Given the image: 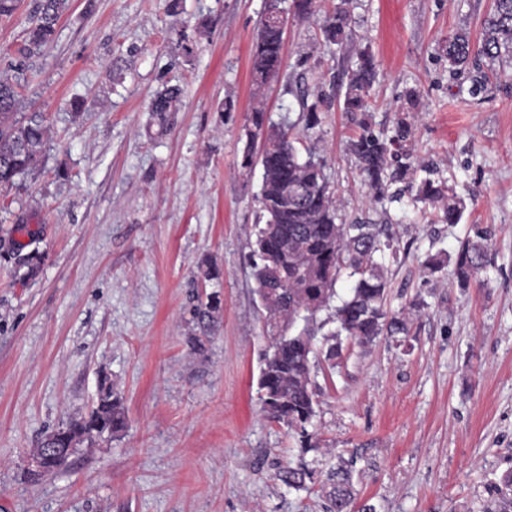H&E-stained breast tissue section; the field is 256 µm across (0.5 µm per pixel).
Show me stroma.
<instances>
[{"label": "stroma", "instance_id": "obj_1", "mask_svg": "<svg viewBox=\"0 0 512 512\" xmlns=\"http://www.w3.org/2000/svg\"><path fill=\"white\" fill-rule=\"evenodd\" d=\"M491 6L351 0L349 50L320 45L322 18L289 24L283 68L258 91L250 48L265 0H183L175 14L166 0H71L22 90L23 112L50 127L43 157L0 192V240L40 256L31 272L0 250V512H323L319 484L291 490L279 473L340 460L376 512H485L512 468V68L454 74L439 45L460 27L479 40ZM363 49L378 75L369 112L350 113L342 73ZM166 85L183 94L163 129L149 107ZM412 90L415 162L465 204L452 227L422 204L370 203L349 151L362 127L393 136ZM306 101L322 121L303 143L344 223L392 225L406 249L387 279L410 328L318 365L309 451L260 411L267 339L249 253L261 174L240 169L252 106L297 124ZM27 215L30 233L15 231ZM472 224L496 230L484 288L460 287L450 261ZM210 293L224 312L194 352V308ZM104 378L125 431L31 476L32 448L86 414Z\"/></svg>", "mask_w": 512, "mask_h": 512}]
</instances>
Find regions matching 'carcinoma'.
Wrapping results in <instances>:
<instances>
[{
	"mask_svg": "<svg viewBox=\"0 0 512 512\" xmlns=\"http://www.w3.org/2000/svg\"><path fill=\"white\" fill-rule=\"evenodd\" d=\"M350 0H338L320 28L321 41L341 45L351 38ZM69 9V0H38L21 43L0 69V189L8 190L31 175L41 161L48 139V125L40 113L20 112L21 89L25 82L26 62L42 55L54 39L57 25ZM322 10V0H291L287 15L304 23ZM283 28L264 24L260 39L252 44L250 69L253 85L262 89L276 77L283 63ZM442 49L448 68L454 72L468 68L472 57L488 59V68L512 65V0H493L481 23L479 48H474L469 33L459 30L446 38ZM377 71L372 56L363 51L348 73L343 102L346 112L368 110V93ZM182 90L164 86L152 100L150 112L164 125L168 115L179 111ZM248 136L263 139L262 160L246 149L240 167L251 173L263 165L262 186L257 201L262 223L256 225L251 244L255 293L261 296L266 312L263 317L268 344L261 358L258 379L261 411L274 422L293 431L304 448H313L309 427L317 417L320 388L313 368L317 336L327 345L324 360L336 368L346 339L367 345L380 336L408 334L407 321L388 307V265L398 262L400 242L377 224H345L339 215V200L331 189L325 162L313 151L302 157L298 144L302 134L296 125L275 123L262 106L252 108L247 117ZM412 128L407 117L396 121V135L387 142L363 129L349 143V150L374 201L399 202L405 193L411 201L435 210L446 223L458 224L465 206L453 188L432 178L416 179L412 152L407 142ZM407 181V186L389 192L392 184ZM494 236L486 226H471L459 242L454 258V275L466 288L475 282L484 286L479 274L486 268L487 255ZM282 254L288 270V287L262 294L269 255ZM352 279L345 295L337 292L342 276ZM222 301L210 294L196 308L200 335L189 337L191 349L199 351L210 341L209 333L219 322ZM327 312V318L317 315ZM87 415L74 419L47 435L33 450L37 466L45 473L57 470L84 442L114 436L126 427L125 410L119 396L106 384ZM314 471L305 466L289 467L282 482L295 490L313 480ZM326 512H375L372 505H360L354 488L352 470L343 465L330 471L323 481ZM493 510L512 512V469L501 474L488 488Z\"/></svg>",
	"mask_w": 512,
	"mask_h": 512,
	"instance_id": "carcinoma-1",
	"label": "carcinoma"
}]
</instances>
